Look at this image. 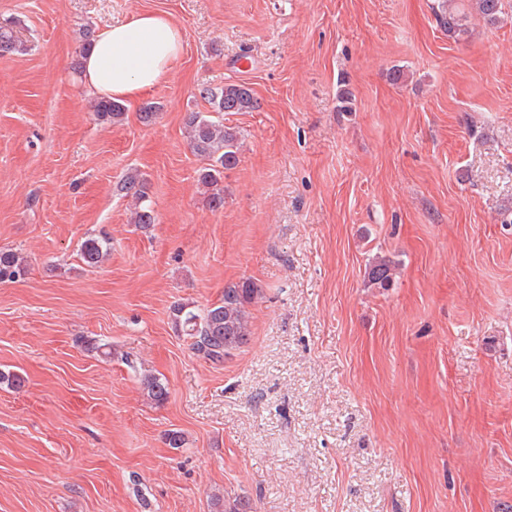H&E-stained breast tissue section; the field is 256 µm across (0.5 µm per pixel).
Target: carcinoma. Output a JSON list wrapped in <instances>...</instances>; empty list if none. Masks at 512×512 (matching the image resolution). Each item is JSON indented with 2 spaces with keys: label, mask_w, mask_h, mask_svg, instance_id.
Segmentation results:
<instances>
[{
  "label": "carcinoma",
  "mask_w": 512,
  "mask_h": 512,
  "mask_svg": "<svg viewBox=\"0 0 512 512\" xmlns=\"http://www.w3.org/2000/svg\"><path fill=\"white\" fill-rule=\"evenodd\" d=\"M471 7L488 24L497 22L502 13L503 0H469ZM435 16L440 27L455 36L464 32L466 13L451 8L447 0L439 4ZM28 46L19 38L14 25L0 22V55L24 52ZM210 105V111L185 113L183 125L191 152L205 166L199 170V181L206 187V205L213 210L224 207V188L221 179L224 171L233 169L239 162V132L224 125L226 112H247L255 108L253 93L244 84H226L219 88L201 91ZM94 120L100 125H116L124 121V104L110 100H98L93 105ZM124 197L135 202L133 223L143 230L155 224V214L149 204L150 182L137 169L129 170L118 186ZM110 252V241L104 236L85 240L80 249V258L89 268L99 267ZM29 265L23 257L13 251L0 252V283L17 282L28 274ZM396 274V264L389 258L376 257L369 264L368 282L379 288L391 283ZM262 295V289L250 279H242L224 286L222 298L204 308H191L178 303L173 306V321L176 329L193 339V349L204 358L220 363L232 351L245 345L251 334L248 307ZM147 398L155 405L166 403L170 389L166 382L156 376L142 380ZM216 512H252L249 502L241 499L215 498Z\"/></svg>",
  "instance_id": "1"
}]
</instances>
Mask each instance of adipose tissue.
I'll list each match as a JSON object with an SVG mask.
<instances>
[{
    "instance_id": "ef3b65f1",
    "label": "adipose tissue",
    "mask_w": 512,
    "mask_h": 512,
    "mask_svg": "<svg viewBox=\"0 0 512 512\" xmlns=\"http://www.w3.org/2000/svg\"><path fill=\"white\" fill-rule=\"evenodd\" d=\"M183 50L182 31L169 15L140 12L97 32L82 58V82L93 96L131 101L165 78Z\"/></svg>"
}]
</instances>
